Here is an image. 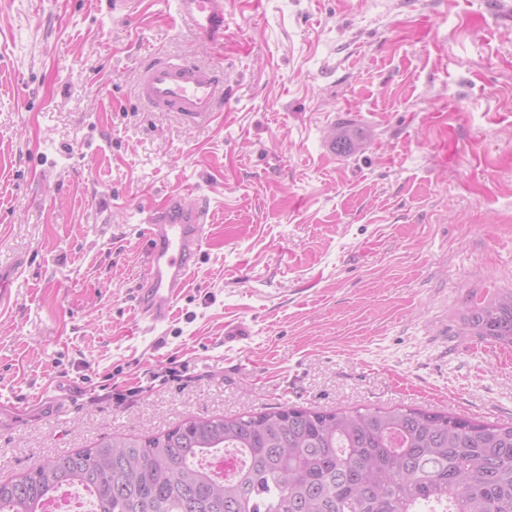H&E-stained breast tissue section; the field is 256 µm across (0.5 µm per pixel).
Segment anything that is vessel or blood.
<instances>
[{
	"label": "vessel or blood",
	"instance_id": "1",
	"mask_svg": "<svg viewBox=\"0 0 512 512\" xmlns=\"http://www.w3.org/2000/svg\"><path fill=\"white\" fill-rule=\"evenodd\" d=\"M179 22L219 43L224 38V0H172ZM139 97L154 108L188 122L211 119L224 96L221 72L190 60L152 56L141 62ZM209 205H187L169 193L145 218L147 261L143 285L134 296L138 313L152 325L165 323L202 247Z\"/></svg>",
	"mask_w": 512,
	"mask_h": 512
}]
</instances>
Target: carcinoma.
Instances as JSON below:
<instances>
[{"label":"carcinoma","mask_w":512,"mask_h":512,"mask_svg":"<svg viewBox=\"0 0 512 512\" xmlns=\"http://www.w3.org/2000/svg\"><path fill=\"white\" fill-rule=\"evenodd\" d=\"M459 334L512 348V290L467 310ZM219 451L238 461L222 476L203 463ZM67 486L94 512H512V424L405 406L191 419L0 482V512H40Z\"/></svg>","instance_id":"carcinoma-1"}]
</instances>
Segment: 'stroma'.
<instances>
[{
  "mask_svg": "<svg viewBox=\"0 0 512 512\" xmlns=\"http://www.w3.org/2000/svg\"><path fill=\"white\" fill-rule=\"evenodd\" d=\"M154 54L226 72L211 121L137 101ZM172 190L211 218L153 329L144 217ZM0 279V481L281 405L512 423V348L454 335L512 289V21L484 0H224L217 49L162 0H0Z\"/></svg>",
  "mask_w": 512,
  "mask_h": 512,
  "instance_id": "stroma-1",
  "label": "stroma"
}]
</instances>
